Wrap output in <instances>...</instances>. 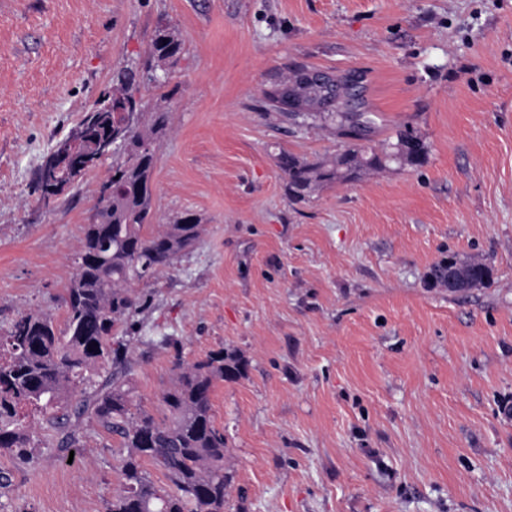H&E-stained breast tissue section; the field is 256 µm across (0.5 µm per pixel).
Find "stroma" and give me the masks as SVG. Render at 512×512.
I'll use <instances>...</instances> for the list:
<instances>
[{
    "label": "stroma",
    "mask_w": 512,
    "mask_h": 512,
    "mask_svg": "<svg viewBox=\"0 0 512 512\" xmlns=\"http://www.w3.org/2000/svg\"><path fill=\"white\" fill-rule=\"evenodd\" d=\"M165 23L184 53L154 211L203 233L136 287L137 401L162 416L175 359L247 360L211 395L224 512H512V0H0V334L63 320L112 161L47 204L36 173ZM296 64L362 71L373 143L410 128L426 162L293 201L279 152L328 163L347 144L262 109ZM450 254L491 285L429 284ZM69 426L74 452L0 455V512H106L126 451L93 419Z\"/></svg>",
    "instance_id": "stroma-1"
}]
</instances>
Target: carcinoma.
Here are the masks:
<instances>
[{"instance_id": "carcinoma-1", "label": "carcinoma", "mask_w": 512, "mask_h": 512, "mask_svg": "<svg viewBox=\"0 0 512 512\" xmlns=\"http://www.w3.org/2000/svg\"><path fill=\"white\" fill-rule=\"evenodd\" d=\"M183 51L176 26L157 27L141 69L118 70L112 77V94L85 113L80 125L95 138L102 133L99 120L105 103L123 108L107 116L124 159L112 166L107 179L112 192L99 195L95 223L87 225L75 256L64 297L63 326L49 314L27 313L0 336V454L32 459L41 429L47 436L52 432L60 436V447L74 448L75 430L65 425L72 417L93 418L127 449L120 485L107 512H223L234 481L232 472L224 469V434L213 424L211 391L217 380L234 382L246 374L248 363L243 357L221 349L194 363L175 358L176 382L162 394L161 419L136 403L127 380L130 357L124 336L133 330L134 317L145 306L134 286L168 272L202 232L193 214L161 229L151 228L156 144L169 131L163 103L178 88L160 94L161 105L151 112L137 97L145 79L159 69L175 68ZM307 70V66L295 67L291 78L264 92L263 108L287 113L282 97L290 86L314 100L313 89L299 86L300 75ZM303 117L306 122L330 121L340 132L352 123L343 101L331 112H305ZM409 140L418 142L419 151L406 164H423L424 143L408 128L396 132L397 142ZM390 146L385 142L363 157L358 145L351 143L332 167L300 162L290 153L280 154L278 164L289 196L302 202L322 182L345 178L363 167H386ZM76 389L79 399L71 411L45 418L38 428L27 422L28 408L52 409ZM153 469L164 478L163 485L155 483Z\"/></svg>"}]
</instances>
